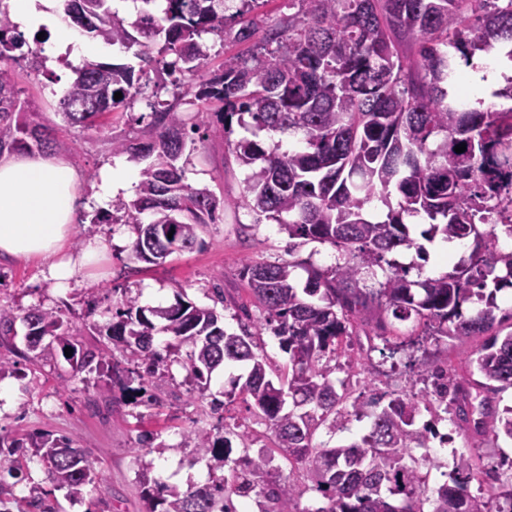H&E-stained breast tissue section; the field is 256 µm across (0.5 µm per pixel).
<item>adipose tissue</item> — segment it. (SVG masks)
<instances>
[{
	"instance_id": "obj_1",
	"label": "adipose tissue",
	"mask_w": 512,
	"mask_h": 512,
	"mask_svg": "<svg viewBox=\"0 0 512 512\" xmlns=\"http://www.w3.org/2000/svg\"><path fill=\"white\" fill-rule=\"evenodd\" d=\"M9 2L18 28L49 27L59 48L71 49L79 57L94 54V47L70 27L59 0ZM133 185L132 173L117 160L100 170L93 198L104 208ZM82 189L80 172L60 157L41 153L0 156V258L38 261L45 279L61 288L68 286L100 250L98 241L91 240L77 257L64 253Z\"/></svg>"
}]
</instances>
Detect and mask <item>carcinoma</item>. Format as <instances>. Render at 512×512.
Here are the masks:
<instances>
[{"label":"carcinoma","instance_id":"carcinoma-1","mask_svg":"<svg viewBox=\"0 0 512 512\" xmlns=\"http://www.w3.org/2000/svg\"><path fill=\"white\" fill-rule=\"evenodd\" d=\"M65 10L105 43L136 48L139 70L86 62L60 100V114L72 125H92L140 93L143 75L159 67L174 80L170 100L150 104L149 131L112 140V152L140 166L136 198L112 202L133 225L136 259L157 264L169 255L203 245L200 232L216 223L220 201L206 188L185 181L178 160L187 146V120L180 106L196 107L197 122L224 135L236 159L251 168L244 204L284 227L291 238L328 244L336 264L310 267L301 281L287 260L247 264L242 278L255 307L244 306L239 331L219 324L213 307L187 300L184 288L167 307H143L123 295L106 330L124 361L107 362L109 348H76L63 314L42 306L22 313L0 305V347L10 346L17 318L26 323L28 349L45 363L73 348L68 361L77 372L107 370L112 385L142 396L157 367L176 362L200 402L228 363L244 373L233 380L270 432L271 447L250 455L253 435L237 423L215 433L201 410L189 439L206 461L212 481L185 492L138 473L146 512H240L255 501L258 512H512V462L508 468L480 464L481 445L512 440V407L499 408L512 389V308L503 326L498 294L512 290V108L495 110L475 97L462 107L456 83L461 66L478 68L477 54L494 55L512 70V0H289L301 10L264 28L249 15L257 0H241L226 28V0H162L160 12L139 11L127 26L109 0H64ZM220 32L235 42L259 37L257 51L236 55L220 69L201 73L205 57L199 39ZM27 48L6 11L0 9V154L21 149L63 150L49 139L40 112L22 101L16 87L13 52ZM172 60H167V57ZM122 98L114 99L115 93ZM288 134L298 146L243 137L230 139L233 124ZM466 144L463 153L455 146ZM422 217L423 240L441 238L472 247L452 270L417 280L409 269L386 259L398 249L426 253L411 237L407 219ZM389 273L368 284L374 268ZM410 321L421 335L465 341L486 340L469 360L475 381L423 355L413 360L426 384L417 393L373 395L347 404V384L332 377L353 339L369 335L383 342L381 355L405 350L407 342L389 318ZM279 339L288 366L274 368L260 354L265 331ZM170 340L154 349V335ZM139 381L134 388L132 383ZM371 409L370 432L361 440L316 445L320 431L343 429L352 415ZM440 409L472 445L455 454L452 469L433 490V466L424 449L431 428L417 425L422 411ZM238 439L242 455L226 449ZM33 447L50 479L72 496L98 482L94 458L71 446L66 436H39ZM288 462L289 474L273 464ZM487 477L485 493L470 483ZM307 490L324 504L301 511ZM3 512H56L46 499L21 497L0 486Z\"/></svg>","mask_w":512,"mask_h":512}]
</instances>
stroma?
Returning a JSON list of instances; mask_svg holds the SVG:
<instances>
[{
	"label": "stroma",
	"instance_id": "stroma-1",
	"mask_svg": "<svg viewBox=\"0 0 512 512\" xmlns=\"http://www.w3.org/2000/svg\"><path fill=\"white\" fill-rule=\"evenodd\" d=\"M79 64L76 57L58 60L43 53L36 59L16 61L13 69L22 100L40 111L52 138L66 143L64 158L79 168L90 184L112 158L113 137L140 135V116L148 111L146 96H167L171 79L163 71L150 72L142 80L144 96L133 107L81 127L67 123L58 112L59 100ZM195 139V150L181 158L186 180L209 188L223 203L219 222L201 232V247L173 253L158 265L140 262L132 253L136 238L133 227L120 220L94 223L98 206L92 202L80 214L71 249L81 253L86 241L96 237L106 242V250L63 290L43 279L38 262L1 261L0 304L61 308L77 340L90 345L94 339L88 334L89 324L111 323L115 303L125 293L138 297L143 306H167L173 303L176 289L182 287L193 302L207 306L211 290L218 284L226 297L247 304L251 296L240 275L243 263L290 257L310 260L320 268L335 264V248L290 240L282 226L256 219L244 206L248 169L229 156L223 137L200 130ZM371 358L380 370L377 378H370L357 363L340 370V377L349 378L352 392L369 387L377 393H389L418 386L417 373L407 361L393 365L376 352ZM4 382L10 395L0 401L1 439L25 441L40 432L64 435L72 439L74 447L97 459L99 488H85L75 499L56 489L43 465L29 461L30 479L20 483V491L38 487L49 493L59 512H144L137 473L145 468L151 477L182 491L210 478L206 463L195 459L188 439L200 407L191 397L179 365H160L150 387L154 401L139 405L130 404L106 374L74 373L71 363L61 357L41 367L27 359L20 361L17 373L5 376ZM160 445L165 448L161 454L156 451Z\"/></svg>",
	"mask_w": 512,
	"mask_h": 512
}]
</instances>
